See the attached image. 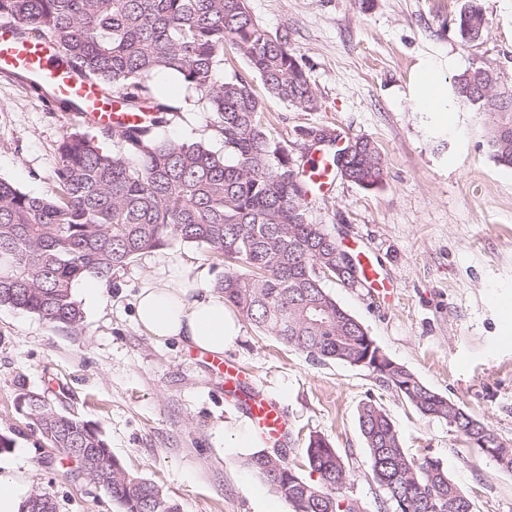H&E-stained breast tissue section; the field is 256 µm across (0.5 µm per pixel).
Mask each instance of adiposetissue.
<instances>
[{
  "label": "adipose tissue",
  "instance_id": "obj_1",
  "mask_svg": "<svg viewBox=\"0 0 512 512\" xmlns=\"http://www.w3.org/2000/svg\"><path fill=\"white\" fill-rule=\"evenodd\" d=\"M135 313L146 336L175 340L189 350L220 355L238 337L237 320L223 294L199 288L186 278L147 280Z\"/></svg>",
  "mask_w": 512,
  "mask_h": 512
}]
</instances>
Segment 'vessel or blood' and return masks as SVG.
<instances>
[{"instance_id": "b4317fda", "label": "vessel or blood", "mask_w": 512, "mask_h": 512, "mask_svg": "<svg viewBox=\"0 0 512 512\" xmlns=\"http://www.w3.org/2000/svg\"><path fill=\"white\" fill-rule=\"evenodd\" d=\"M25 74L30 87L50 91L51 101L67 104V118L89 128L113 126H148L153 122L149 112H124L118 94L103 92L97 85L72 70L48 43L22 34L13 21L0 20V75ZM223 370L228 391L237 392L246 410L261 432L268 437L283 436L286 420L278 401L241 390L242 375L233 362L217 360Z\"/></svg>"}]
</instances>
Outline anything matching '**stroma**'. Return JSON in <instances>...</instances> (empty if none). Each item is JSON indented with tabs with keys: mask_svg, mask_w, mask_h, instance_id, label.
Wrapping results in <instances>:
<instances>
[{
	"mask_svg": "<svg viewBox=\"0 0 512 512\" xmlns=\"http://www.w3.org/2000/svg\"><path fill=\"white\" fill-rule=\"evenodd\" d=\"M464 0H248L253 17L287 36L302 58L318 108L270 101L264 123L306 155L302 129L328 126L377 142L384 183L364 189L335 178L311 190L313 222L328 225L344 249L378 268L389 296L325 283L327 292L367 329L392 360L434 391L484 421L512 446V169L486 147L487 117L474 107H449L450 82L473 66L496 72L512 91V0H482L489 31L462 45L453 18ZM433 70L439 85L428 99L417 77ZM154 84L181 112L164 129L180 141L216 152L224 144L195 95L167 74ZM72 124L14 79L0 76V178L24 192L55 190L56 149ZM198 279L211 288L222 260L175 243L114 270L101 302L82 301L77 328L0 306V475L18 479L24 495L42 491L57 512H118L76 464L55 453L37 466L42 438L16 408L19 388L49 396L102 431L128 470L158 485L180 512H292L246 464V448L218 446L220 422L246 418L223 374L174 340L158 343L139 329L136 296L151 277ZM247 374L246 387L276 399L288 439L277 442L301 476H309V434L328 440L347 472L346 492L361 512H387L372 480L358 411L375 400L395 423L408 454L438 460L473 502L475 512H512V473L471 451L447 421L422 416L369 370L339 360L314 363L241 320L236 346L225 350Z\"/></svg>",
	"mask_w": 512,
	"mask_h": 512,
	"instance_id": "stroma-1",
	"label": "stroma"
}]
</instances>
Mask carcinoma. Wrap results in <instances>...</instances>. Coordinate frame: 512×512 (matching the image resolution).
I'll return each instance as SVG.
<instances>
[{
    "mask_svg": "<svg viewBox=\"0 0 512 512\" xmlns=\"http://www.w3.org/2000/svg\"><path fill=\"white\" fill-rule=\"evenodd\" d=\"M0 17L46 38L85 79L122 93L125 112H157L151 128H114L115 150L75 130L62 138L54 168L56 190L36 197L0 178V306L22 309L50 324L83 323L75 288L103 280L138 256L179 242L224 259L216 288L261 333L313 361L362 359L367 330L324 288V281L360 278V265L336 275L342 251L336 237L308 214V182L288 143L263 123L266 93L304 111L317 98L288 38L272 34L250 13L247 0H0ZM466 45L484 39L489 20L481 0H465L455 17ZM231 43L247 74L224 72ZM179 79L197 94L222 137L224 155L201 142L161 134L180 112L158 94L153 77ZM452 99L487 116L486 144L500 166L512 168V91L492 70L458 75ZM349 182L373 189L384 182L377 144L353 139ZM382 382L421 415L453 419L474 449L512 472V448L483 421L381 354ZM21 414L44 443L64 448L79 473L97 481L121 512H179L153 482L131 474L112 455L102 432L67 410L63 401L21 392ZM370 474L392 512H473L440 462L409 455L385 410L369 400L358 412ZM305 461L315 480L299 475L279 453L260 451L247 464L292 512H357L344 493L348 472L332 444L309 436ZM22 512H57L47 493H35Z\"/></svg>",
    "mask_w": 512,
    "mask_h": 512,
    "instance_id": "1",
    "label": "carcinoma"
}]
</instances>
